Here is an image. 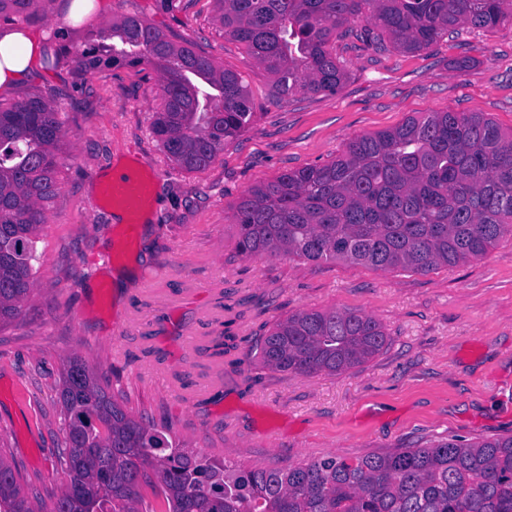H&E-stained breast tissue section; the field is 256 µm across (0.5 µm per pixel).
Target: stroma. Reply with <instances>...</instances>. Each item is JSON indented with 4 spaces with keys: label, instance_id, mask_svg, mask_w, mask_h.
<instances>
[{
    "label": "stroma",
    "instance_id": "35a3bbf8",
    "mask_svg": "<svg viewBox=\"0 0 512 512\" xmlns=\"http://www.w3.org/2000/svg\"><path fill=\"white\" fill-rule=\"evenodd\" d=\"M136 14L243 78L254 116L202 171L171 161L151 129L161 78L150 66L82 75L73 56ZM62 0H38L25 28L53 34L56 68L37 69L8 104L57 106L66 154L39 230L34 289L0 324V454L22 484L61 492L56 401L63 364L80 357L132 413L170 426L209 458L258 467L353 459L429 440L512 435V238L486 256L426 274L342 261L250 258L234 206L283 172L332 161L353 138L427 112H481L512 130V30L464 28L404 54L349 36L335 44L348 77L333 94L276 99L268 75L225 36L214 0H105L66 22ZM469 59L466 69L457 60ZM151 178L135 238L115 223L103 186L117 160ZM135 277L125 294L116 272ZM337 308L379 320L387 346L335 375L263 367L257 340L301 310ZM232 358L211 354L224 328Z\"/></svg>",
    "mask_w": 512,
    "mask_h": 512
}]
</instances>
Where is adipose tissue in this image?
I'll use <instances>...</instances> for the list:
<instances>
[{"mask_svg":"<svg viewBox=\"0 0 512 512\" xmlns=\"http://www.w3.org/2000/svg\"><path fill=\"white\" fill-rule=\"evenodd\" d=\"M42 34L27 29L0 33V90L26 82L41 58Z\"/></svg>","mask_w":512,"mask_h":512,"instance_id":"ef3b65f1","label":"adipose tissue"}]
</instances>
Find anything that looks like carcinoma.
<instances>
[{"mask_svg": "<svg viewBox=\"0 0 512 512\" xmlns=\"http://www.w3.org/2000/svg\"><path fill=\"white\" fill-rule=\"evenodd\" d=\"M36 0H0V17L29 16ZM224 35L271 78L277 98L335 93L346 72L331 43L355 23L374 41L416 53L463 27L512 29V0H214ZM76 68L148 63L163 95L153 134L179 167L210 166L238 138L253 104L237 73L178 45L138 15L100 30ZM58 109L38 96L0 103V323L33 291L37 237L59 190ZM239 251L427 273L485 256L512 237V133L478 112H427L355 137L323 164L286 171L246 191L234 212ZM358 311L303 310L257 348L288 374H336L387 344ZM238 347L229 330L215 354ZM68 419L55 455L67 483L47 512H512V435L441 439L356 459L328 456L285 468L204 458L135 418L85 362L64 364ZM0 512H41L0 455Z\"/></svg>", "mask_w": 512, "mask_h": 512, "instance_id": "1", "label": "carcinoma"}]
</instances>
